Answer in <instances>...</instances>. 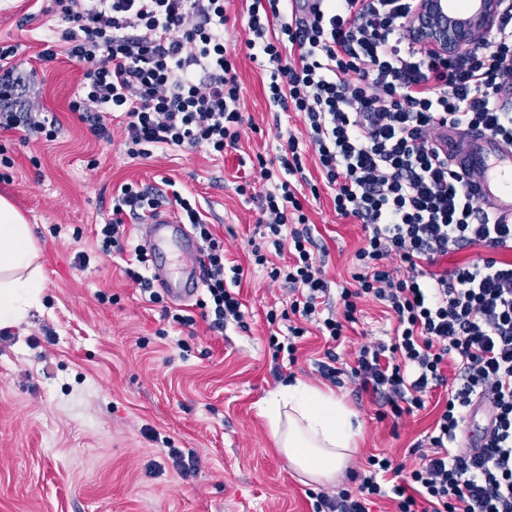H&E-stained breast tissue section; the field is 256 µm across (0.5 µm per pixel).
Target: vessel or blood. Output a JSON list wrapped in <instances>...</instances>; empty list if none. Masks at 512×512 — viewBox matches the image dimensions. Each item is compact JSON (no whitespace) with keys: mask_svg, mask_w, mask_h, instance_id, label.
I'll return each instance as SVG.
<instances>
[{"mask_svg":"<svg viewBox=\"0 0 512 512\" xmlns=\"http://www.w3.org/2000/svg\"><path fill=\"white\" fill-rule=\"evenodd\" d=\"M442 145L454 154L469 181L472 193L491 208L496 220L512 223V145L482 131H452ZM155 287L174 302L193 299L200 288L205 258L195 237L181 224L170 207L148 212L141 226ZM176 247L183 276L174 279L167 267L169 247Z\"/></svg>","mask_w":512,"mask_h":512,"instance_id":"1","label":"vessel or blood"}]
</instances>
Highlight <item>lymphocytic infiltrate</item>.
<instances>
[{"label":"lymphocytic infiltrate","mask_w":512,"mask_h":512,"mask_svg":"<svg viewBox=\"0 0 512 512\" xmlns=\"http://www.w3.org/2000/svg\"><path fill=\"white\" fill-rule=\"evenodd\" d=\"M230 2L48 0L44 11L59 27L36 60L46 65L63 54L80 66L70 111L106 141L119 122L133 159L157 149H237L245 123L237 57L265 68L270 106L300 114L306 132L280 134L275 154H256L236 186L258 208L253 266L293 294L286 308L266 313L269 325L288 329L287 341L269 338L273 360L295 363L312 326L339 341L359 301L371 297L392 313V336L362 346L347 371L328 354L320 375L334 384L349 375L357 393L396 420L424 409L428 393H447L427 443L413 448L415 468L370 456L350 475L354 489L315 494L314 512H371L384 497L396 512H512V261L496 257L512 250V224L492 222L436 145L448 128L481 129L512 144V112L495 105L499 93L512 92V0H502L480 43L451 55L413 37L408 18L418 0H249L240 50L224 41ZM18 53V45L0 44V131L55 140V113L33 111L22 95ZM311 153L316 180L306 173ZM324 188L337 216L365 231L337 314L301 200ZM162 204L177 210L207 258L200 317L175 312L173 322L190 327L200 318L219 333L242 324L234 286L243 269L228 265L194 195L121 185L111 218L96 230L100 251L127 254V278L145 300L163 303L144 247H129L125 228ZM465 248L482 254L438 269L440 258ZM478 404L489 425L474 442L468 415Z\"/></svg>","instance_id":"lymphocytic-infiltrate-1"}]
</instances>
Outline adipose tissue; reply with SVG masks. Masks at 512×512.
I'll return each mask as SVG.
<instances>
[{"label":"adipose tissue","mask_w":512,"mask_h":512,"mask_svg":"<svg viewBox=\"0 0 512 512\" xmlns=\"http://www.w3.org/2000/svg\"><path fill=\"white\" fill-rule=\"evenodd\" d=\"M42 283L33 228L0 196V329L39 306ZM262 414L276 447L309 483L334 482L358 449V416L332 390L295 381L273 392Z\"/></svg>","instance_id":"obj_1"}]
</instances>
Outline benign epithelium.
I'll return each mask as SVG.
<instances>
[{
	"label": "benign epithelium",
	"mask_w": 512,
	"mask_h": 512,
	"mask_svg": "<svg viewBox=\"0 0 512 512\" xmlns=\"http://www.w3.org/2000/svg\"><path fill=\"white\" fill-rule=\"evenodd\" d=\"M499 4L500 0H478L469 16L456 18L448 9V0H420L409 25L426 49L452 54L485 34Z\"/></svg>",
	"instance_id": "1"
}]
</instances>
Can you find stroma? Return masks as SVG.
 Here are the masks:
<instances>
[{
  "label": "stroma",
  "instance_id": "1",
  "mask_svg": "<svg viewBox=\"0 0 512 512\" xmlns=\"http://www.w3.org/2000/svg\"><path fill=\"white\" fill-rule=\"evenodd\" d=\"M27 26H19L23 14ZM47 32L35 0H0V41L20 43L29 62ZM244 128L241 151L126 153L124 135L93 137L70 112L81 78L66 58L37 67L25 87L32 108L54 112L55 141H21L0 132V149L14 164L0 178L33 225L43 268L42 304L0 338V512H313L309 485L274 447L265 400L298 378L330 387L316 371L325 344L303 339L295 364L276 368L268 345L267 310L287 301L250 262L256 211L234 191L240 153H270L278 128L304 131L301 117L270 110L265 73L240 58ZM197 196L223 238L228 260L244 269L239 284L245 327L187 329L143 300L118 256L99 252L95 225L110 218L112 196L125 183L163 188L165 180ZM307 214L331 285L348 280L351 258L364 238L361 224L338 218L329 195ZM106 293L100 302L98 293ZM336 349L349 363L364 343L386 338L390 316L374 300L359 303ZM362 425L352 470L384 454L412 468L409 450L430 431L443 390L425 409L400 420L379 418L371 395L350 383L334 388ZM193 452L195 469L181 475L169 449Z\"/></svg>",
  "mask_w": 512,
  "mask_h": 512
}]
</instances>
